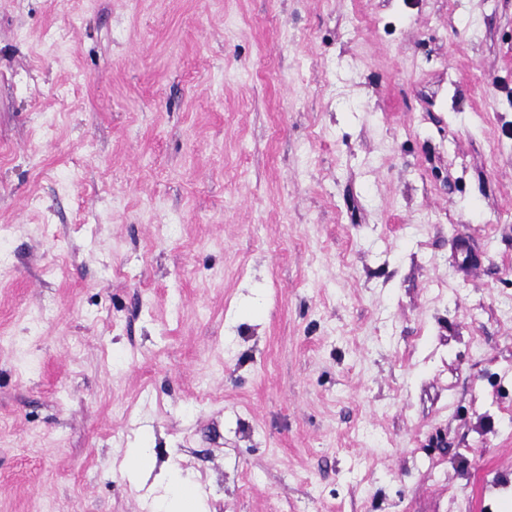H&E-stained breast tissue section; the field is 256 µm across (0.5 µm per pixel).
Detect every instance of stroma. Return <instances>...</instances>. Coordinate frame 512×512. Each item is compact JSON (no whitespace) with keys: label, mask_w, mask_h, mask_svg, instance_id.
Here are the masks:
<instances>
[{"label":"stroma","mask_w":512,"mask_h":512,"mask_svg":"<svg viewBox=\"0 0 512 512\" xmlns=\"http://www.w3.org/2000/svg\"><path fill=\"white\" fill-rule=\"evenodd\" d=\"M172 467L512 512V0H0V512Z\"/></svg>","instance_id":"stroma-1"}]
</instances>
